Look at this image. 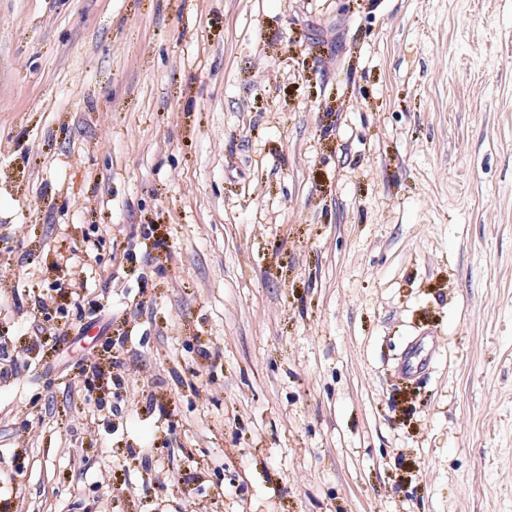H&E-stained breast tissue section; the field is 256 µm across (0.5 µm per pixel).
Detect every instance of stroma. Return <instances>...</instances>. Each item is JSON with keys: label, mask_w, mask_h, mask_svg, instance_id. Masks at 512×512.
<instances>
[{"label": "stroma", "mask_w": 512, "mask_h": 512, "mask_svg": "<svg viewBox=\"0 0 512 512\" xmlns=\"http://www.w3.org/2000/svg\"><path fill=\"white\" fill-rule=\"evenodd\" d=\"M1 265L0 512H512V0H0Z\"/></svg>", "instance_id": "stroma-1"}]
</instances>
